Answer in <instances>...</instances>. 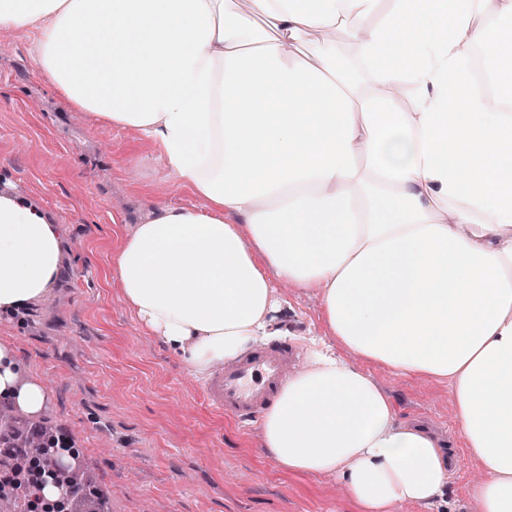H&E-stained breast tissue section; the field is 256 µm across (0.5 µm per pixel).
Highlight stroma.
Returning <instances> with one entry per match:
<instances>
[{
    "label": "stroma",
    "instance_id": "1",
    "mask_svg": "<svg viewBox=\"0 0 512 512\" xmlns=\"http://www.w3.org/2000/svg\"><path fill=\"white\" fill-rule=\"evenodd\" d=\"M28 29L0 37V191L35 202L61 230L60 275L20 316L0 318L24 381L47 392L44 420L68 435L88 467L79 504L110 512H357L334 477L289 474L247 427L203 395L204 376L141 323L112 259L156 205L201 200L168 173L155 145L72 109L38 73ZM289 345L325 335L316 289L278 287ZM399 421L449 454L446 501L398 502L390 512H478L469 456L445 382L366 367Z\"/></svg>",
    "mask_w": 512,
    "mask_h": 512
}]
</instances>
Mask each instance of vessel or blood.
I'll use <instances>...</instances> for the list:
<instances>
[{"label":"vessel or blood","mask_w":512,"mask_h":512,"mask_svg":"<svg viewBox=\"0 0 512 512\" xmlns=\"http://www.w3.org/2000/svg\"><path fill=\"white\" fill-rule=\"evenodd\" d=\"M295 362V353L288 349H258L216 369L205 385L206 398L226 414L256 416L271 404Z\"/></svg>","instance_id":"b4317fda"}]
</instances>
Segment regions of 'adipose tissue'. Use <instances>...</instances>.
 <instances>
[{
	"label": "adipose tissue",
	"instance_id": "obj_1",
	"mask_svg": "<svg viewBox=\"0 0 512 512\" xmlns=\"http://www.w3.org/2000/svg\"><path fill=\"white\" fill-rule=\"evenodd\" d=\"M74 107L152 140L200 197L160 205L114 259L127 303L198 374L281 336L277 285L315 288L333 343L263 419L288 473L338 477L360 512L444 499L448 456L400 422L368 363L452 387L478 512H512V0H0ZM344 30L306 51L310 33ZM60 273V230L0 197V316ZM0 347V395L38 412Z\"/></svg>",
	"mask_w": 512,
	"mask_h": 512
}]
</instances>
